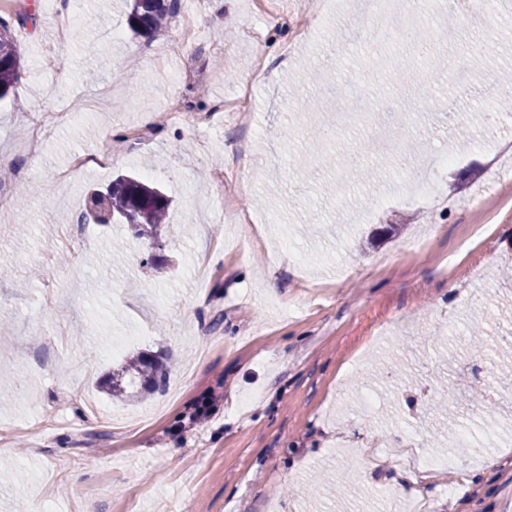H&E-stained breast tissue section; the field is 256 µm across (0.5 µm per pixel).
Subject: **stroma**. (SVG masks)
<instances>
[{
	"mask_svg": "<svg viewBox=\"0 0 512 512\" xmlns=\"http://www.w3.org/2000/svg\"><path fill=\"white\" fill-rule=\"evenodd\" d=\"M53 2L25 0L35 23L12 28L21 68L0 101V190L14 195L0 208V512H512V447L496 433L512 380L492 417L472 413L471 355L449 338L512 331L498 282L512 272V112L483 119L486 82L512 77V0L463 18L448 0H392L427 38L451 33L436 40L445 66L406 50L398 70L363 33L365 0H179L201 17L192 43L172 25L134 36L126 0L93 24L82 0L65 45ZM298 16L301 41L281 23ZM460 59L482 76L464 93L448 69ZM197 70L194 111L154 123L184 91L177 73ZM106 83L111 97L85 106ZM246 89L247 112L225 110ZM341 91L418 106L408 167L437 193L365 178L393 113L317 140ZM62 101L74 118L30 153L27 114ZM106 139L110 166L57 183ZM452 139L462 156L438 167ZM122 174L172 200L155 241L78 221L89 190ZM137 353L167 364L165 386L112 398L105 378ZM211 396L208 421L187 425ZM406 444L456 464L405 492Z\"/></svg>",
	"mask_w": 512,
	"mask_h": 512,
	"instance_id": "1",
	"label": "stroma"
}]
</instances>
